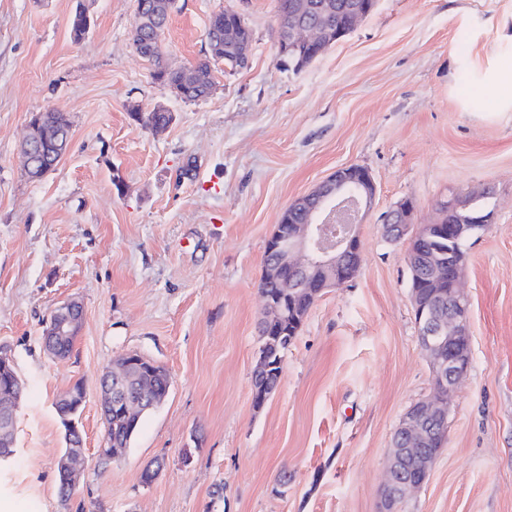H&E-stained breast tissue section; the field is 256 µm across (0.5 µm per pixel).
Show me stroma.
Segmentation results:
<instances>
[{"label":"stroma","instance_id":"obj_1","mask_svg":"<svg viewBox=\"0 0 512 512\" xmlns=\"http://www.w3.org/2000/svg\"><path fill=\"white\" fill-rule=\"evenodd\" d=\"M79 6L94 27L76 43ZM277 6L176 0L161 41L170 67L204 58L213 12L242 11L253 33L248 66L212 62L211 93L185 101L133 49L136 0H0V347L25 383L0 512H381L394 433L434 387L409 242L387 240L382 220L409 198L412 223L428 224L441 200L485 189L492 219L461 274L469 368L406 512H512V112L477 90L493 54L512 53V0H379L300 70L278 53ZM134 105L172 120L139 126ZM48 109L67 114L70 146L32 181L20 146ZM347 165L376 186L359 273L318 298L255 409L267 240L290 203ZM71 298L83 318L58 361L42 336ZM128 354L164 366L171 388L101 468L99 384ZM78 382L87 466L64 501L54 402Z\"/></svg>","mask_w":512,"mask_h":512}]
</instances>
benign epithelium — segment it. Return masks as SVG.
<instances>
[{
  "mask_svg": "<svg viewBox=\"0 0 512 512\" xmlns=\"http://www.w3.org/2000/svg\"><path fill=\"white\" fill-rule=\"evenodd\" d=\"M323 14L322 7L310 3L297 6L277 23L278 45L286 49L304 42L323 45L328 33L321 22L306 20L310 12ZM376 193L374 180L362 166L349 165L336 169L324 182L296 201L304 214L299 224L273 233L266 243L268 253L276 256L275 278L283 295L316 297L315 288L324 284L340 288L352 281L361 265V243L356 225L344 224L329 233L327 225L332 213L351 201L357 211L370 207ZM462 204L452 197L440 208L453 213L457 223L448 225V234L460 241L478 235L491 223V216L471 222L459 213ZM414 202L407 199L386 215L384 224L392 234L410 235L413 241H429L441 227L442 221L416 225L410 222ZM431 286L439 289V300L424 307L417 306L419 338L431 365L433 392L416 402L404 415L398 426L399 437L389 449L387 480L383 490L384 512H397V505L429 478L440 454L438 448H426L429 437L448 423V406L468 365L461 353L462 343L469 339V301L460 288L457 253L439 251L432 256L428 270ZM453 282L452 302L443 305L447 281ZM83 316L78 300L63 302L55 309L44 347L56 360L67 359L68 342L77 337ZM159 365L131 354L112 364L100 381L101 410L104 419L128 420L152 407L155 401L154 384ZM86 398L84 387L70 388L60 394L55 408L65 422L64 438L67 451L57 461V470L65 487L79 485L85 466L79 419L76 418ZM118 439L108 436L98 449L97 463L106 465L118 454Z\"/></svg>",
  "mask_w": 512,
  "mask_h": 512,
  "instance_id": "benign-epithelium-1",
  "label": "benign epithelium"
}]
</instances>
